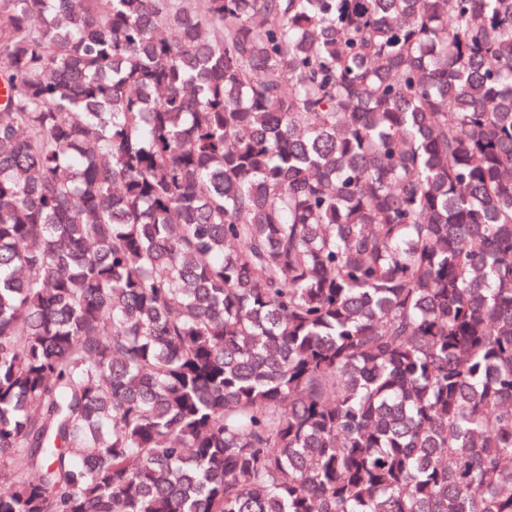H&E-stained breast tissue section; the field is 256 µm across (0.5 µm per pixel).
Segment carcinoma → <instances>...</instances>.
Listing matches in <instances>:
<instances>
[{
    "label": "carcinoma",
    "instance_id": "cac0c4a2",
    "mask_svg": "<svg viewBox=\"0 0 512 512\" xmlns=\"http://www.w3.org/2000/svg\"><path fill=\"white\" fill-rule=\"evenodd\" d=\"M0 512H512V0H0Z\"/></svg>",
    "mask_w": 512,
    "mask_h": 512
}]
</instances>
